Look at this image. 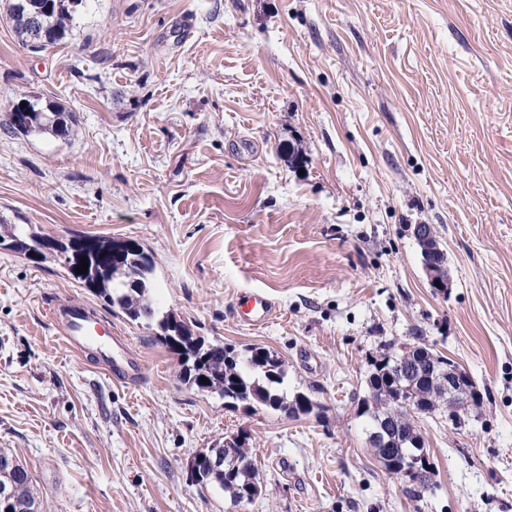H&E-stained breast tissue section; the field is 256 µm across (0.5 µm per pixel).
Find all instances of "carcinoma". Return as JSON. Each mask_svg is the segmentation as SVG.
<instances>
[{
  "instance_id": "carcinoma-1",
  "label": "carcinoma",
  "mask_w": 512,
  "mask_h": 512,
  "mask_svg": "<svg viewBox=\"0 0 512 512\" xmlns=\"http://www.w3.org/2000/svg\"><path fill=\"white\" fill-rule=\"evenodd\" d=\"M28 11L17 10V0H9L8 16L21 42L37 47L54 44L66 37L75 17V0H52L48 12H41L42 0H29ZM10 128L15 131H38L55 137L73 134L68 123V113L54 106L41 107L34 103L29 122L21 127L16 121V111L10 112ZM0 234V245L29 255L41 241V236L28 224H7ZM94 257L100 267V278L92 284L98 294L113 310L133 322L146 325L153 331L154 339L177 356L178 381L199 393L215 395L224 405L256 410L271 408L288 414H307L313 409L312 401L303 393L288 397L285 383L288 376L284 360L277 352L251 345L236 350L219 340H208L197 334L190 324L173 311L157 310L151 299L154 261L143 248L122 250L123 242L107 238L92 240ZM404 363L415 374L411 390H402L393 380L397 365ZM373 370L368 378V394L362 399L359 416L370 423L378 416L389 421L393 440L386 447L369 446L376 457L392 475L403 472L412 465L411 449L405 445L406 434L416 427V414L403 406L413 399L424 414H432L448 406V397L440 372L448 368V358L435 354L426 345L389 347L373 359ZM205 377L208 383L200 381ZM224 448V457L252 459L250 435L246 432L226 437L218 442ZM8 459L13 469L0 473V484L9 483L11 495L7 504L0 503V512H42L40 490L29 469L8 449L0 448V460ZM256 469L249 464L237 470L213 472L198 467L196 478L211 483L229 493L236 503L252 500L260 487L255 481ZM434 466L428 465L416 482L406 486V493L419 499L432 489Z\"/></svg>"
}]
</instances>
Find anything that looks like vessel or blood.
I'll use <instances>...</instances> for the list:
<instances>
[{
	"label": "vessel or blood",
	"instance_id": "vessel-or-blood-1",
	"mask_svg": "<svg viewBox=\"0 0 512 512\" xmlns=\"http://www.w3.org/2000/svg\"><path fill=\"white\" fill-rule=\"evenodd\" d=\"M240 308L244 319L253 325L267 322L272 314V303L262 294L245 297ZM52 317L65 343L70 347L79 349L91 345L99 349L121 351V358H112L108 361V372L114 381L126 382L138 378L142 371L140 360L124 353L123 339L113 335L111 328L97 326L85 308L72 306L64 310H56L53 311Z\"/></svg>",
	"mask_w": 512,
	"mask_h": 512
}]
</instances>
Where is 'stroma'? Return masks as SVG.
<instances>
[{
    "instance_id": "1",
    "label": "stroma",
    "mask_w": 512,
    "mask_h": 512,
    "mask_svg": "<svg viewBox=\"0 0 512 512\" xmlns=\"http://www.w3.org/2000/svg\"><path fill=\"white\" fill-rule=\"evenodd\" d=\"M0 0V219L138 243L153 297L198 333L276 351L307 415L181 386L177 361L54 259L0 246V448L43 512H512V0H88L61 44L22 45ZM65 108L73 134L11 132ZM431 225L450 285L413 237ZM274 304L266 324L243 296ZM86 307L138 357L108 379L66 345ZM425 343L483 394L418 420L434 487L410 498L357 415L373 357ZM247 431L261 492L188 464ZM21 102L26 103V107H21L19 104L17 108V121L21 124H26L28 113H29V122L23 126L22 128L18 125L16 121V109L10 112V128L15 131H23L25 133H29L30 131H38L41 133H47L55 137H68L73 134L72 125L68 123V113L64 112L63 109L57 108L54 106H45V108L39 105V99L37 102H34L32 109V103L30 99H24ZM243 318L251 325H258L267 322L272 315V303L262 294H251L240 304Z\"/></svg>"
}]
</instances>
